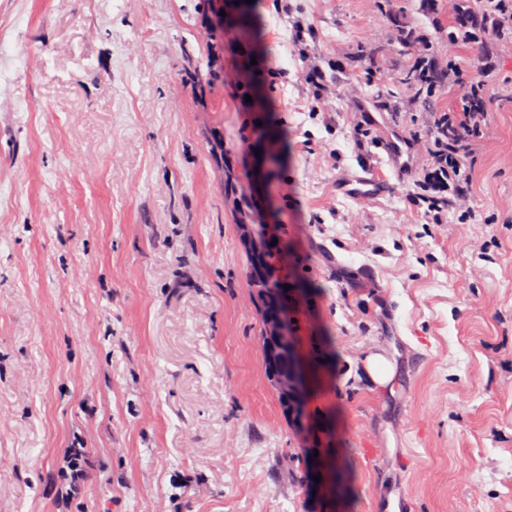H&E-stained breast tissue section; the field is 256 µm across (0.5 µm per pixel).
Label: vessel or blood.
<instances>
[{
	"instance_id": "obj_1",
	"label": "vessel or blood",
	"mask_w": 512,
	"mask_h": 512,
	"mask_svg": "<svg viewBox=\"0 0 512 512\" xmlns=\"http://www.w3.org/2000/svg\"><path fill=\"white\" fill-rule=\"evenodd\" d=\"M381 145L387 155L390 175L375 174L367 169L347 173L337 180V192L357 201L373 200L392 192L395 181L403 180L410 171L407 160L409 148L399 134L384 135Z\"/></svg>"
}]
</instances>
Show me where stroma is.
Listing matches in <instances>:
<instances>
[{"instance_id": "35a3bbf8", "label": "stroma", "mask_w": 512, "mask_h": 512, "mask_svg": "<svg viewBox=\"0 0 512 512\" xmlns=\"http://www.w3.org/2000/svg\"><path fill=\"white\" fill-rule=\"evenodd\" d=\"M224 83L200 106L180 72L199 0H0V512H56L49 476L75 432L89 473L71 512H512V42H498L468 206L432 224L410 181L355 201L337 177L386 170L355 104L437 112L400 77L398 25L440 63L449 0H293L335 62L311 119L292 18L223 0ZM224 129L223 169L205 132ZM286 251L288 316L313 391L297 433L264 375L240 215ZM333 363L315 361L323 347ZM383 355L394 375L370 382ZM343 492L311 504L288 458L316 439Z\"/></svg>"}]
</instances>
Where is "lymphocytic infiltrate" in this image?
<instances>
[{
  "instance_id": "obj_1",
  "label": "lymphocytic infiltrate",
  "mask_w": 512,
  "mask_h": 512,
  "mask_svg": "<svg viewBox=\"0 0 512 512\" xmlns=\"http://www.w3.org/2000/svg\"><path fill=\"white\" fill-rule=\"evenodd\" d=\"M455 12L459 28L486 47L480 60L481 72L494 73L496 64L488 46L512 35V0H479L474 6L469 0H457ZM293 25L298 52L307 61L305 82L312 90L310 114L317 119L329 90L327 73L311 59L303 20L294 19ZM413 63L418 68L443 75L448 85L462 83L466 86L451 109L431 113L424 121L418 114L401 112L389 99L380 97L373 103L374 110L388 114L395 126L409 124L423 132L428 158L414 173L408 200L433 223L439 224L450 211H462L472 189L474 158L489 115L485 85L480 81L463 83L462 68L453 60L442 64L434 58L418 55Z\"/></svg>"
}]
</instances>
